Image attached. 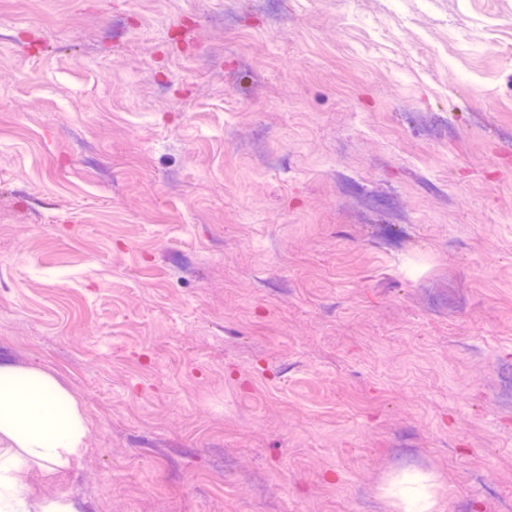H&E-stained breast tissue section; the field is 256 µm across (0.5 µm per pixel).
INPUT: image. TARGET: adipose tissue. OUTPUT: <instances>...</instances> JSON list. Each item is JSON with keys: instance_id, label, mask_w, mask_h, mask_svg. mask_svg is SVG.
Instances as JSON below:
<instances>
[{"instance_id": "ef3b65f1", "label": "adipose tissue", "mask_w": 512, "mask_h": 512, "mask_svg": "<svg viewBox=\"0 0 512 512\" xmlns=\"http://www.w3.org/2000/svg\"><path fill=\"white\" fill-rule=\"evenodd\" d=\"M88 432L80 405L50 373L0 362V512H77L66 494H36L23 476L79 464Z\"/></svg>"}]
</instances>
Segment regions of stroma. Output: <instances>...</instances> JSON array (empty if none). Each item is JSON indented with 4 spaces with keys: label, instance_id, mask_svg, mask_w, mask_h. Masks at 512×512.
<instances>
[{
    "label": "stroma",
    "instance_id": "stroma-1",
    "mask_svg": "<svg viewBox=\"0 0 512 512\" xmlns=\"http://www.w3.org/2000/svg\"><path fill=\"white\" fill-rule=\"evenodd\" d=\"M0 360L80 512H512V0H0ZM425 484L420 481L406 480L397 488V493L403 503V511L430 512L434 511L436 502L425 490ZM415 505V509L408 506Z\"/></svg>",
    "mask_w": 512,
    "mask_h": 512
}]
</instances>
